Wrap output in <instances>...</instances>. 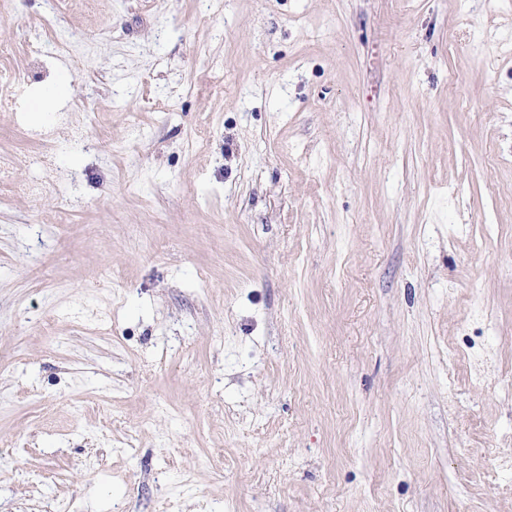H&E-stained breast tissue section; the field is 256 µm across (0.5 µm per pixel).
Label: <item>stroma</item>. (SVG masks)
I'll return each mask as SVG.
<instances>
[{"instance_id":"obj_1","label":"stroma","mask_w":512,"mask_h":512,"mask_svg":"<svg viewBox=\"0 0 512 512\" xmlns=\"http://www.w3.org/2000/svg\"><path fill=\"white\" fill-rule=\"evenodd\" d=\"M0 45L57 183L0 205V512H512V0H0Z\"/></svg>"}]
</instances>
